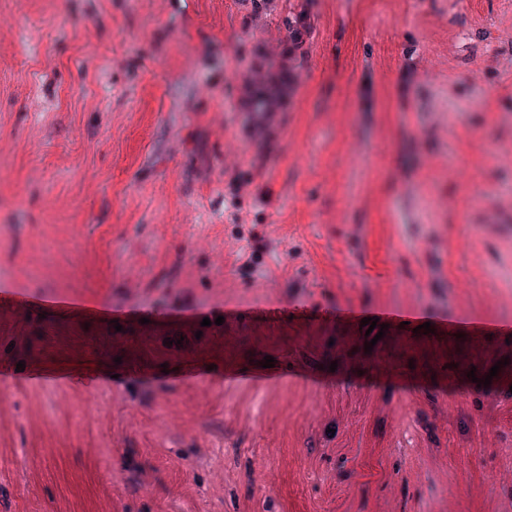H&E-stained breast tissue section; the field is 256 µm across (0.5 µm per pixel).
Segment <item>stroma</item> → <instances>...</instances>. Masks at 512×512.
Returning a JSON list of instances; mask_svg holds the SVG:
<instances>
[{
    "mask_svg": "<svg viewBox=\"0 0 512 512\" xmlns=\"http://www.w3.org/2000/svg\"><path fill=\"white\" fill-rule=\"evenodd\" d=\"M304 6L258 172L227 103ZM507 147L512 0H0V512H512ZM399 443L406 448H411L404 459L405 466L408 469H421L423 461L427 458V455L420 450L421 445L418 441L416 432L414 431L411 435L404 431L400 432Z\"/></svg>",
    "mask_w": 512,
    "mask_h": 512,
    "instance_id": "1",
    "label": "stroma"
}]
</instances>
